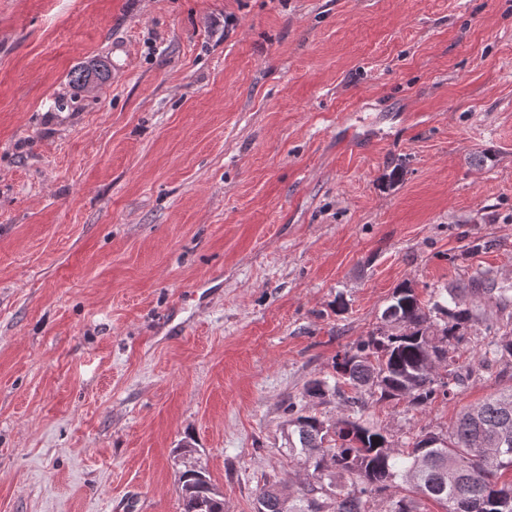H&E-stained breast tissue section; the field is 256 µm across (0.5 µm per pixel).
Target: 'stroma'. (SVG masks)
<instances>
[{"label":"stroma","instance_id":"stroma-1","mask_svg":"<svg viewBox=\"0 0 512 512\" xmlns=\"http://www.w3.org/2000/svg\"><path fill=\"white\" fill-rule=\"evenodd\" d=\"M481 271L512 279V0H0V512H181L188 436L255 512L306 476L284 405L399 285L465 289L476 365L512 315ZM511 386L364 421L403 453Z\"/></svg>","mask_w":512,"mask_h":512}]
</instances>
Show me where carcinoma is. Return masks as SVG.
<instances>
[{"instance_id":"cac0c4a2","label":"carcinoma","mask_w":512,"mask_h":512,"mask_svg":"<svg viewBox=\"0 0 512 512\" xmlns=\"http://www.w3.org/2000/svg\"><path fill=\"white\" fill-rule=\"evenodd\" d=\"M91 76L102 81L105 69L84 66L72 72L71 81L82 89ZM485 293L508 302L512 283L492 282ZM475 317L472 308L462 307L456 288L435 291L426 305L410 286L395 288L381 314L383 328L344 349L342 359H334V383L315 379L306 389L314 398L339 397L348 414L328 423L307 413L299 402L288 401L284 412L294 437L291 448L305 457L312 471L286 503L278 495L280 482L264 484L256 512H326L325 500L331 496L333 512H369L368 499L376 495L386 496V512H417L414 500L401 494L406 484L421 497L444 504L446 512H512V505L504 506V501H512V481L501 480L512 473V388L463 409L448 435L416 438L402 456L382 429L361 421L366 391L381 400L404 399L412 409L440 396L450 398L471 376V370L456 361L453 343L464 339L460 329ZM511 324L488 327L503 338L486 344L483 359L512 358L506 331ZM393 327L403 331L394 333ZM434 361L446 369L445 380L437 379ZM338 475L356 478L354 489L335 491ZM179 483L184 491L182 512H224V498L208 472L190 476L185 471Z\"/></svg>"}]
</instances>
